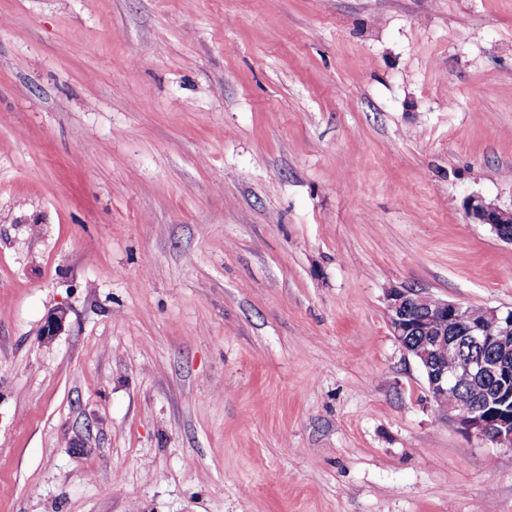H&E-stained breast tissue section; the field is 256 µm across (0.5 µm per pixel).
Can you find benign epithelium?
Wrapping results in <instances>:
<instances>
[{
  "instance_id": "7a95c632",
  "label": "benign epithelium",
  "mask_w": 512,
  "mask_h": 512,
  "mask_svg": "<svg viewBox=\"0 0 512 512\" xmlns=\"http://www.w3.org/2000/svg\"><path fill=\"white\" fill-rule=\"evenodd\" d=\"M468 210L500 239L512 242V209L472 197ZM386 312L392 335L422 368L432 401L451 398L448 418L458 428L512 447V309L485 308L483 321L476 323L459 303L416 288H391ZM66 316L64 309L51 313L42 336H56Z\"/></svg>"
}]
</instances>
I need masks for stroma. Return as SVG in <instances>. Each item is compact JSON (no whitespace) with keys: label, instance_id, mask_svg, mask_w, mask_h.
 Masks as SVG:
<instances>
[{"label":"stroma","instance_id":"35a3bbf8","mask_svg":"<svg viewBox=\"0 0 512 512\" xmlns=\"http://www.w3.org/2000/svg\"><path fill=\"white\" fill-rule=\"evenodd\" d=\"M474 196L512 0H0V512H512L386 316L512 308Z\"/></svg>","mask_w":512,"mask_h":512}]
</instances>
